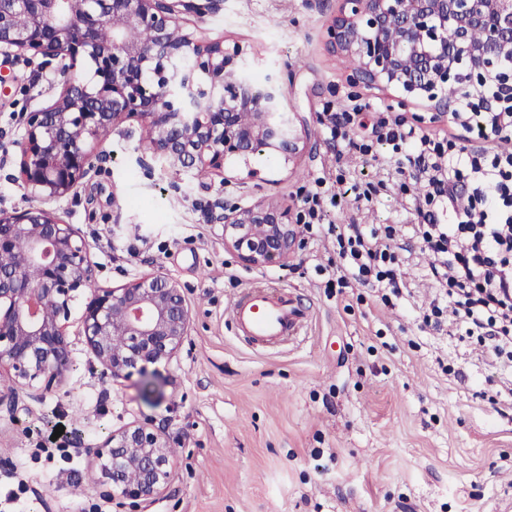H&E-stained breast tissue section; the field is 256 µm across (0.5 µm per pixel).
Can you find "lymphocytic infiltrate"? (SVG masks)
<instances>
[{
  "label": "lymphocytic infiltrate",
  "mask_w": 512,
  "mask_h": 512,
  "mask_svg": "<svg viewBox=\"0 0 512 512\" xmlns=\"http://www.w3.org/2000/svg\"><path fill=\"white\" fill-rule=\"evenodd\" d=\"M471 108L469 97L461 96L451 120L475 144L453 153L400 115L388 113L378 122V137L391 144L397 172L415 166L426 175L420 221L410 239L391 225L366 231L324 223L326 206L340 199L321 177L307 188L300 217L317 234L335 239L336 271L344 283L353 279L403 295L410 286L408 254H426L439 292L419 311L424 326L451 325L486 347L493 362L512 368V152L504 148L512 141V113L484 112L475 121ZM463 187L470 193L460 209L455 202Z\"/></svg>",
  "instance_id": "lymphocytic-infiltrate-1"
}]
</instances>
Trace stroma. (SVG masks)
Listing matches in <instances>:
<instances>
[{
	"label": "stroma",
	"mask_w": 512,
	"mask_h": 512,
	"mask_svg": "<svg viewBox=\"0 0 512 512\" xmlns=\"http://www.w3.org/2000/svg\"><path fill=\"white\" fill-rule=\"evenodd\" d=\"M340 0H208L203 13L183 15L185 33L239 46L256 80L279 72L284 106L303 122L292 160L266 153L225 163L226 175L200 182L177 175L146 153L144 122L129 119L125 135L90 142L103 156L53 205L87 243L96 284L120 287L164 269L183 288L191 333L158 379L103 375L83 337L72 339L76 368L51 393L0 374V485L25 480L28 493L12 512H131L89 479L86 448L109 431L149 422L177 437L174 471L163 497L145 512H512V370L491 363L481 346L424 328L418 309L436 294L426 259L409 268L411 295L382 301L358 282L328 285L317 265L336 255L334 239L296 225L298 247L288 262L244 265L224 244L212 218L215 199L242 207L270 201L297 212L300 189L316 177L342 192L329 224H413L415 184L392 187L389 145L370 155L332 139L324 108L362 114L373 106L421 117L423 131L448 134L433 104L403 102L398 92L352 91L345 56L333 53L327 30ZM69 74L0 55V208L42 206L17 183L22 113L49 105ZM257 179H246L248 168ZM384 182L373 203H354L356 182ZM269 284L297 295L310 312L293 343L252 348L231 323L230 307L247 288ZM67 432L72 460L40 459L56 450L49 436Z\"/></svg>",
	"instance_id": "stroma-1"
}]
</instances>
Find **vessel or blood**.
Listing matches in <instances>:
<instances>
[{
  "instance_id": "vessel-or-blood-1",
  "label": "vessel or blood",
  "mask_w": 512,
  "mask_h": 512,
  "mask_svg": "<svg viewBox=\"0 0 512 512\" xmlns=\"http://www.w3.org/2000/svg\"><path fill=\"white\" fill-rule=\"evenodd\" d=\"M238 336L251 344L277 346L297 340L308 319L290 294L271 286L246 291L231 307Z\"/></svg>"
}]
</instances>
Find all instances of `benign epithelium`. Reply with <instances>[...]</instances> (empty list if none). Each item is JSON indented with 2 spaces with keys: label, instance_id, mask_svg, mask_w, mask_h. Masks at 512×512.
<instances>
[{
  "label": "benign epithelium",
  "instance_id": "benign-epithelium-1",
  "mask_svg": "<svg viewBox=\"0 0 512 512\" xmlns=\"http://www.w3.org/2000/svg\"><path fill=\"white\" fill-rule=\"evenodd\" d=\"M328 29V46L355 57L352 86H394L408 98L427 97L438 110L440 83L472 82L512 57V0H342ZM203 10L195 0H0V53L67 62L71 77L51 105L24 116L20 178L31 194L57 201L93 168L88 140L115 132L138 116L146 149L177 174L199 167L223 174L231 157L269 152L291 159L301 137L294 113L284 111L281 77L254 86L238 46L195 40L180 15ZM112 39L97 37L103 23ZM142 28L147 44L125 33ZM479 30L483 38L472 39ZM88 65L92 77L77 76ZM512 113V78L484 107ZM224 243L251 268L286 262L297 236L288 209L258 201L225 209ZM28 250L0 266V369L48 391L73 367L68 319L76 293L87 292L82 336L117 379L159 374L190 335L191 311L179 283L158 269L120 288H95V265L73 225L55 212L0 209V257L19 238ZM119 336L123 343H113ZM175 439L148 423L131 422L87 449L98 484L140 509L161 497L172 474Z\"/></svg>",
  "mask_w": 512,
  "mask_h": 512
}]
</instances>
